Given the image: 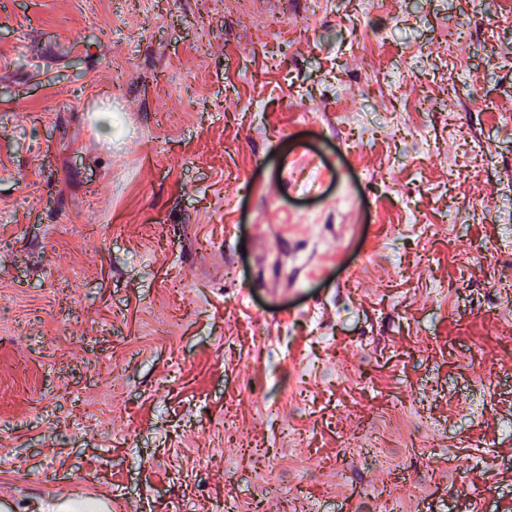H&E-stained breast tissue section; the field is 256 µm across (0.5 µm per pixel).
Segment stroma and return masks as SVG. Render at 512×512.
Listing matches in <instances>:
<instances>
[{
    "label": "stroma",
    "mask_w": 512,
    "mask_h": 512,
    "mask_svg": "<svg viewBox=\"0 0 512 512\" xmlns=\"http://www.w3.org/2000/svg\"><path fill=\"white\" fill-rule=\"evenodd\" d=\"M243 8L0 0V506L512 512V0ZM86 510L95 511L98 510V506L95 502L70 501L66 504H56L53 501L40 500L36 501L34 505H26L23 508V512H83Z\"/></svg>",
    "instance_id": "stroma-1"
}]
</instances>
